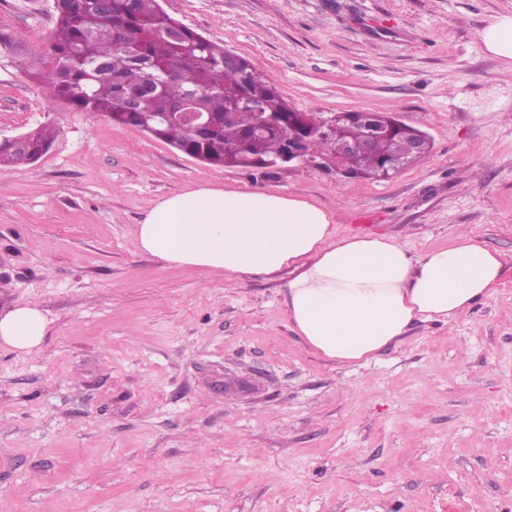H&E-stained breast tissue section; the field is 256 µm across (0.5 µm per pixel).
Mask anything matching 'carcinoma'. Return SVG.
<instances>
[{"label": "carcinoma", "instance_id": "carcinoma-1", "mask_svg": "<svg viewBox=\"0 0 512 512\" xmlns=\"http://www.w3.org/2000/svg\"><path fill=\"white\" fill-rule=\"evenodd\" d=\"M49 37L53 59L46 95L76 112L109 115L119 124L150 128L156 136L208 166L278 168L283 144L295 137L306 157L322 156L338 174L390 178L408 163L418 129L402 124L380 135L376 148L354 160L343 142L358 134L357 120L336 123L319 136L323 117L292 108L278 88L242 57L224 64V45L212 42L165 13L158 0H55ZM198 100L211 128L166 120L175 102ZM252 112L277 126L250 136ZM58 129L42 124L27 133L29 146H51Z\"/></svg>", "mask_w": 512, "mask_h": 512}]
</instances>
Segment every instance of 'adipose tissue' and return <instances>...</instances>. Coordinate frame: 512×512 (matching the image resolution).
Segmentation results:
<instances>
[{"label": "adipose tissue", "mask_w": 512, "mask_h": 512, "mask_svg": "<svg viewBox=\"0 0 512 512\" xmlns=\"http://www.w3.org/2000/svg\"><path fill=\"white\" fill-rule=\"evenodd\" d=\"M137 239L160 261L229 278L296 269L286 298L294 330L323 357L359 365L415 322L444 324L489 300L506 273L470 234L418 256L386 236L338 237L327 210L274 192L184 190L153 202ZM48 325L38 306L15 307L0 316V346L36 352Z\"/></svg>", "instance_id": "1"}]
</instances>
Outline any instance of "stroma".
<instances>
[{"mask_svg":"<svg viewBox=\"0 0 512 512\" xmlns=\"http://www.w3.org/2000/svg\"><path fill=\"white\" fill-rule=\"evenodd\" d=\"M250 60L296 110L383 112L430 153L391 179L206 166L49 103L54 0H0V138L61 129L0 168V312L32 302L37 353L0 347V512H512V66L481 32L512 0H160ZM203 184L299 196L338 237L422 256L469 233L506 261L488 301L415 322L379 360L325 359L286 311L293 270L224 278L159 261L136 227Z\"/></svg>","mask_w":512,"mask_h":512,"instance_id":"stroma-1","label":"stroma"}]
</instances>
